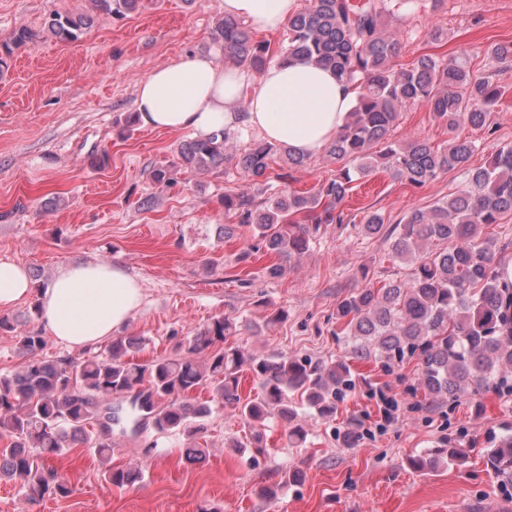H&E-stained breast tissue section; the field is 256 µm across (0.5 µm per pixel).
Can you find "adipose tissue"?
<instances>
[{"instance_id":"adipose-tissue-1","label":"adipose tissue","mask_w":512,"mask_h":512,"mask_svg":"<svg viewBox=\"0 0 512 512\" xmlns=\"http://www.w3.org/2000/svg\"><path fill=\"white\" fill-rule=\"evenodd\" d=\"M298 8L297 0H224V15L279 30ZM355 93L329 70L302 58L274 62L253 73L220 63L215 55L189 53L154 69L135 100L146 127L204 136L246 125L291 152L321 151L342 128ZM37 296L52 336L84 349L111 336L140 308L143 289L109 262H75L63 267L41 291L26 268L0 260V309Z\"/></svg>"}]
</instances>
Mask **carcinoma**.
Returning <instances> with one entry per match:
<instances>
[{"instance_id":"cac0c4a2","label":"carcinoma","mask_w":512,"mask_h":512,"mask_svg":"<svg viewBox=\"0 0 512 512\" xmlns=\"http://www.w3.org/2000/svg\"><path fill=\"white\" fill-rule=\"evenodd\" d=\"M94 14L56 11L46 33L60 42L78 40L94 16H118L138 10L140 0H90ZM391 0H311V6L288 20L277 45L256 37L233 18L216 23L215 39L224 58L246 70L260 71L270 61L306 57L332 70L357 92V102L325 156L336 175L306 191L288 187L289 174L268 171L280 159L289 167L305 157L265 140L239 149V133L223 129L184 141L166 164L151 171L161 190L172 187L182 171L199 174L234 165L242 184L224 192V213L248 224L258 244L239 254L247 263L263 250L277 262L263 267L284 275L306 254L323 224L353 222L343 203L352 184L377 171L419 188L440 174L457 170L464 189L427 209H412L392 228L383 213H363L360 230L381 236L394 258L412 266L406 280L352 290L336 304L343 326L345 352L325 362L298 355L261 357L226 339L237 331L228 317L211 319L189 342L183 355L133 362L142 347L137 336H117L104 351L83 360L39 356L46 346L38 332L20 337V352L29 357L13 374L0 375V480H13L30 499L65 498L70 488L44 463L72 448L87 447L105 457L112 451V397L135 393L133 407L148 410L156 431L181 430L190 437L203 432L213 418V404H233L251 427L252 440L279 417L288 444L299 448L308 429L298 422L302 409L313 419L336 416L338 403L355 388L351 361L374 360L391 369L418 360V383L426 409L435 411L461 396L512 392V285L500 268L508 246L482 235V226L499 223L512 213V146H503L484 166H470L476 143L454 136L463 124L490 125L505 88L492 76L470 72L442 57L424 55L396 67L401 49L384 23ZM38 33L19 27L0 44V69L13 48L33 43ZM491 63H512V41L486 50ZM424 102L434 119L448 128V145L432 147L411 135L392 139L401 112ZM249 366L258 392L239 394L240 371ZM207 390L210 399L191 401ZM469 450L456 444L428 448L410 458L413 469L436 471L445 461L462 463ZM486 463L512 477V433L486 450ZM140 469H108L105 479L123 488L141 478Z\"/></svg>"}]
</instances>
